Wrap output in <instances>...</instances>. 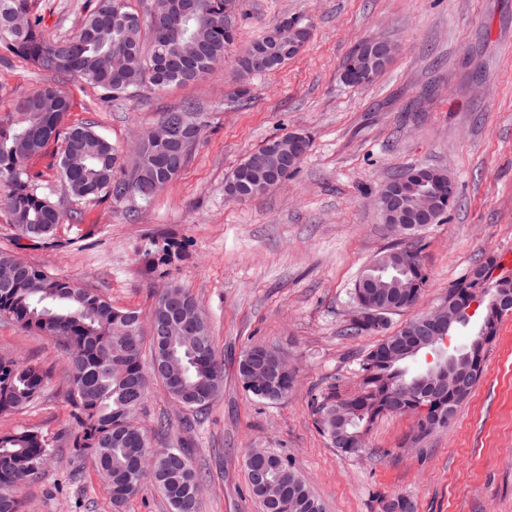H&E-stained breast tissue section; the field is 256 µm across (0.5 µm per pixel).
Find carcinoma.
<instances>
[{
  "label": "carcinoma",
  "mask_w": 512,
  "mask_h": 512,
  "mask_svg": "<svg viewBox=\"0 0 512 512\" xmlns=\"http://www.w3.org/2000/svg\"><path fill=\"white\" fill-rule=\"evenodd\" d=\"M30 2L0 0V64L28 61L60 79L70 76L90 85L104 99L193 82L224 62V53L235 38L231 21L235 0H194L195 9L179 30L155 21L147 9L137 12L129 0H92L77 33L53 42L43 36L41 20L32 16ZM145 30L151 35L147 46ZM308 37L309 26L303 20L286 18L263 31L251 46L264 47L271 55V64L263 69L266 73L296 57L299 51L291 49V42H305ZM369 51L365 44L352 52L343 64L342 78L355 73L361 56ZM69 110L68 95L53 84H44L19 95L14 112L0 118V206L9 211L19 240H46L64 218L59 204L39 191V173L30 165L50 143L61 144L56 170L71 199L85 203L109 199L121 205L132 198L148 205L190 162L197 134L208 123V113L192 106L162 113L160 120L178 126L181 143L176 164L169 165L165 149L146 135L136 159L125 166L119 148L95 126L67 125ZM286 143V136L271 139L240 166L262 179L279 166L280 148ZM419 179L433 185L436 210L448 214L457 189H448L446 172L416 166L393 182L406 181L412 190ZM397 218L414 225L410 234L421 232L417 224L422 217L411 206L398 210ZM422 250V240L415 237L407 245L379 252L373 262L381 268L364 266L354 282L355 307L385 308L387 316L413 307L429 282ZM145 253L163 264L181 258L175 242L160 245L151 240ZM166 288L182 292L176 316L191 326V333L174 332L167 338L182 359L183 371L160 373L158 380L174 400L196 396L186 408L203 411L207 409L203 398L213 400L223 388L224 362L195 297L174 283ZM480 294L485 301L480 304L478 332L451 352L440 350L433 337L450 336L468 323L467 309ZM442 306L443 322L460 315L455 326L442 330L437 324L426 326L422 315L411 319L363 354L354 390L333 386L312 399L317 428L341 454L358 455L375 420L386 414L415 416V443L448 425L482 377L486 352L496 340L504 312H512V273L502 271L497 257L489 256L448 288ZM134 314L114 307L106 296L69 277L0 250V318L24 331L62 340L69 360L68 401L74 410L75 447L89 456L94 470L107 480L113 505L140 492L147 469L172 512H198L203 477L185 450L154 448L143 431L127 425L150 393L147 385L135 395L132 385L155 373L154 367L143 362L144 342H150L154 357L161 348L155 337H146L140 320L131 319ZM387 329V318L380 324L352 321L347 327L355 335ZM266 346L273 356L283 355L274 345L252 342L239 357L237 374L249 396L274 403L293 391L295 374L253 383L245 372L246 364L253 351ZM416 362L419 366L411 368ZM46 383L47 374L40 365L25 358L1 357L0 414L37 402ZM49 453L47 440L36 429L0 433V512H22L19 489ZM263 455L269 459V479L278 482L283 499L269 506L266 490L256 486L251 467H246L249 493L259 501L262 512H324L288 458L270 450ZM381 502L382 512H415L414 502L404 494H391Z\"/></svg>",
  "instance_id": "carcinoma-1"
}]
</instances>
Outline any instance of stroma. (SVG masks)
Instances as JSON below:
<instances>
[{"instance_id":"obj_1","label":"stroma","mask_w":512,"mask_h":512,"mask_svg":"<svg viewBox=\"0 0 512 512\" xmlns=\"http://www.w3.org/2000/svg\"><path fill=\"white\" fill-rule=\"evenodd\" d=\"M87 0H31L43 34L71 36ZM311 28L288 64L254 76L251 97L233 92L235 58L287 17ZM237 36L222 66L184 86L102 101L77 80L63 85L68 124H93L122 150L160 113L193 104L209 114L181 175L137 210L105 200L63 220L48 242L16 241L0 207V250L76 280L120 308L149 317L173 281L201 304L224 389L201 413L180 409L160 384L136 416L153 447L185 448L204 471L200 512H262L247 487L249 448L286 456L326 512H381V496L415 499L418 512H512V316L486 355L483 376L448 427L411 441L416 420L387 415L360 455L346 457L314 425L311 397L357 383L359 358L378 338L346 332L352 288L377 253L396 245L375 206L382 185L416 165L443 169L458 202L422 234L429 286L391 330L441 305L449 287L488 254L512 252V0H239ZM398 46L386 72L359 86L340 79L364 39ZM49 74L15 60L0 65V115ZM293 132L310 147L281 188L247 199L224 193L238 164L267 140ZM172 239L183 257L154 264L149 240ZM255 341L280 347L297 371L277 403L250 397L236 374ZM21 356L48 372L43 397L0 415V432L40 430L52 451L20 491L24 512H172L151 484L113 508L107 484L73 446L68 358L51 337L0 319V357Z\"/></svg>"}]
</instances>
